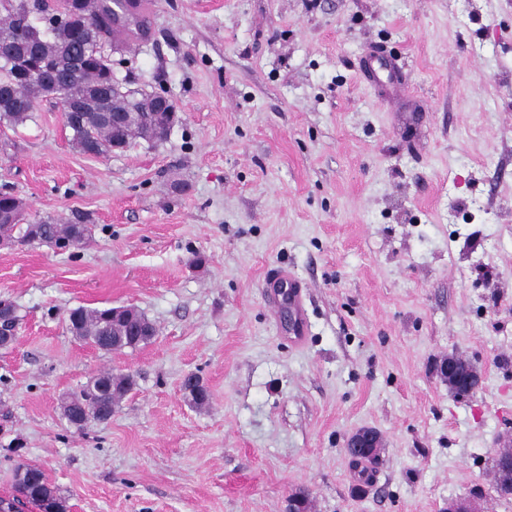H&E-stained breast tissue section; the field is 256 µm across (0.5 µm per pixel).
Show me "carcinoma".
I'll use <instances>...</instances> for the list:
<instances>
[{"label":"carcinoma","mask_w":512,"mask_h":512,"mask_svg":"<svg viewBox=\"0 0 512 512\" xmlns=\"http://www.w3.org/2000/svg\"><path fill=\"white\" fill-rule=\"evenodd\" d=\"M123 5L122 0H88L80 14L72 22L52 28H44L42 22H31L28 36L14 44L10 52L0 58V121L14 127L25 124L32 118L39 101L51 97V90L43 82H36L31 73L41 71L50 74L56 66L67 67L74 61L78 73L73 80L81 89L79 111L64 113L66 126L81 152L106 157L112 154L114 144L130 145L143 137L142 129L151 120L143 108L155 98L128 87L112 71V55L103 46L117 41L114 9ZM29 0H0V23L13 24V16L26 12ZM89 43L101 46L93 55H85L83 47ZM132 113L131 122L124 128L112 127L105 119L113 109ZM13 216L0 222V235L17 233L20 243L38 242L57 249L69 250L82 245L88 238L90 228L86 224H58L51 219L37 224L21 223L22 206L11 195H0V213ZM112 308L87 309L77 307L68 315L70 331L78 339L91 345L104 343L106 351L134 348L150 340L148 336H132L129 328L145 320L139 313L119 321L112 320ZM20 323L17 309H11L0 317V350H7L15 338ZM132 383L117 380L111 372H102L91 377L73 392L62 404L68 422L82 428L91 420L102 421L112 416L118 402L131 390ZM501 457L494 460L496 492L502 498L512 497V475L500 472ZM27 475L26 497L46 502L63 512L61 499L48 486L43 471L30 465H20L14 477Z\"/></svg>","instance_id":"1"}]
</instances>
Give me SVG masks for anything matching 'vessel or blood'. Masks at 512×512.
<instances>
[{"label":"vessel or blood","mask_w":512,"mask_h":512,"mask_svg":"<svg viewBox=\"0 0 512 512\" xmlns=\"http://www.w3.org/2000/svg\"><path fill=\"white\" fill-rule=\"evenodd\" d=\"M265 300L274 313H287L289 332L295 342H305L309 335L306 313L308 285L287 268H279L267 276L264 285Z\"/></svg>","instance_id":"1"}]
</instances>
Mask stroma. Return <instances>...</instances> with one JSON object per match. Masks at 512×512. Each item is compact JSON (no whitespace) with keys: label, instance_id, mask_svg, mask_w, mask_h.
<instances>
[{"label":"stroma","instance_id":"obj_1","mask_svg":"<svg viewBox=\"0 0 512 512\" xmlns=\"http://www.w3.org/2000/svg\"><path fill=\"white\" fill-rule=\"evenodd\" d=\"M151 34L114 54L166 91L160 142L95 157L58 100L0 123V190L27 222L87 244L0 248L19 308L0 350V499L39 467L66 512H512L494 460L512 441V0H142ZM309 284L293 343L262 284ZM131 306L156 333L119 352L71 309ZM471 360L459 399L438 372ZM109 370L112 417L63 400ZM200 378L210 399L182 389ZM371 428L373 482L344 451ZM442 374L448 378V387L457 398H466L481 385L477 367L465 359H447L442 363Z\"/></svg>","mask_w":512,"mask_h":512}]
</instances>
